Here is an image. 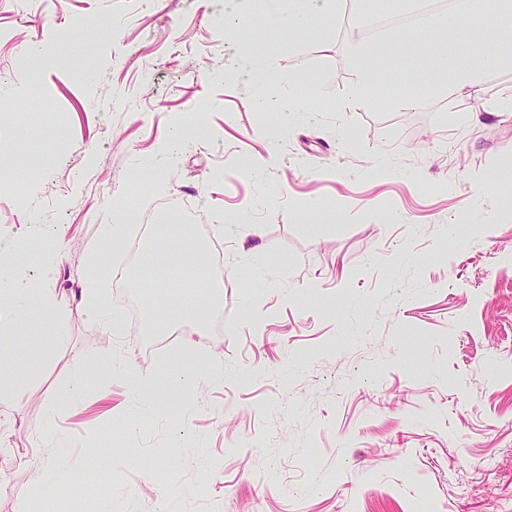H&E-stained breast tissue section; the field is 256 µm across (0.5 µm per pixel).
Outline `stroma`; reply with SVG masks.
Listing matches in <instances>:
<instances>
[{
  "label": "stroma",
  "mask_w": 512,
  "mask_h": 512,
  "mask_svg": "<svg viewBox=\"0 0 512 512\" xmlns=\"http://www.w3.org/2000/svg\"><path fill=\"white\" fill-rule=\"evenodd\" d=\"M399 0H348L299 31L246 7L237 27L221 0H0V175L44 164L23 195L0 191V267L17 283L72 300L67 340L26 310L12 365L29 396L0 406V512H512V222L495 178L512 163V112L490 111L512 67L459 89L438 30L410 51L351 38ZM251 41L265 74L247 78L232 43ZM48 47L36 83L28 45ZM367 70L409 92L337 108ZM319 111L282 123L289 91ZM172 145L162 178L140 157ZM273 153L262 176L251 158ZM327 201L331 223L306 213ZM187 211L188 232L222 252L221 331L175 308L180 282L144 297L122 356L168 370L175 347L223 354L220 381L172 386L137 429L132 377L101 361L113 333L81 306L96 274L101 306L142 278L91 249L110 212L158 222ZM59 252L46 264L35 244ZM189 335L150 349L154 329ZM89 373L74 387L72 364ZM61 441L43 440L47 428ZM50 447L69 483L42 486L33 449Z\"/></svg>",
  "instance_id": "stroma-1"
}]
</instances>
